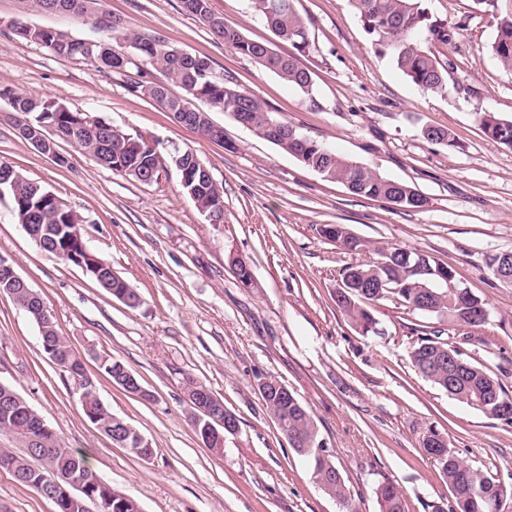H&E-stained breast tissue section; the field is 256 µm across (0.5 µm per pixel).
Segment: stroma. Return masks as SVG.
Here are the masks:
<instances>
[{
    "label": "stroma",
    "instance_id": "obj_1",
    "mask_svg": "<svg viewBox=\"0 0 512 512\" xmlns=\"http://www.w3.org/2000/svg\"><path fill=\"white\" fill-rule=\"evenodd\" d=\"M213 13L250 40L276 41L253 0H210ZM454 31L432 43L451 62L445 90L427 93L371 45L348 0H294L309 30L303 63L314 97L237 53L185 13L179 0H104L134 32L206 56L306 137L405 183L426 197L403 209L354 196L240 125L210 111L224 138H201L153 101L130 94L117 74L56 57L16 37L18 0H0V85L101 117L157 144L194 151L224 189V221L208 223L183 192L175 168L141 183L99 165L75 145L56 149L61 167L22 139L0 100V163L38 180L83 218L88 247L130 283L129 308L77 266L40 249L0 200V256L36 291L61 335L86 357L97 392L153 444L142 460L85 417L63 369L44 353L36 324L0 293V382L11 385L64 443L142 512H339L308 464L270 417L259 391L272 377L308 409L358 512H379L376 489L391 482L404 512L449 506L448 484L422 440L446 436L451 454L512 488V423L480 413L423 378L410 361L422 337L486 364L512 395V286L495 279L489 255L512 251V148L488 138L476 115L512 116V74L489 51L495 34L476 0H425ZM447 129L451 145L427 140ZM343 225L367 247L351 253L321 230ZM415 249L448 266L482 299L483 326L448 323L389 299L369 305L372 331L337 308L342 270L376 247ZM239 255L254 284L227 263ZM122 361L150 390L145 401L101 375L89 352ZM208 387L238 420L222 450L191 423L186 381ZM0 512H54L51 500L0 471Z\"/></svg>",
    "mask_w": 512,
    "mask_h": 512
}]
</instances>
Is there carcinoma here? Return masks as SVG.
<instances>
[{
  "label": "carcinoma",
  "mask_w": 512,
  "mask_h": 512,
  "mask_svg": "<svg viewBox=\"0 0 512 512\" xmlns=\"http://www.w3.org/2000/svg\"><path fill=\"white\" fill-rule=\"evenodd\" d=\"M102 0H19V16L15 19L13 33L20 39L40 46L46 42L54 45L52 54L68 60L79 61L83 57L80 39L72 38L53 29L30 27L26 15L33 12L50 14L65 13L87 16L93 27L107 32H120L122 39L131 44V49L145 60L140 69L113 52V46L97 40L92 66L126 77V89L135 95L146 97L171 112L180 120L185 111L186 98L204 101L213 107H223L233 113L241 112L251 123L249 130L256 136L274 144L297 159L303 166L319 174L324 180L345 185L359 197L379 199L395 203L404 199L399 207L420 209L418 192L409 185L386 178L367 166L355 163L330 151L326 156L320 152V143L302 135L287 120L274 115L250 92L242 89L229 75L214 71L212 61L189 54L183 58L170 55L171 45L158 37L141 36L125 31L121 18L100 10ZM484 12L491 15L495 34L490 43V52L498 64L512 72V0H477ZM186 13L224 44L239 54L253 60L271 71L288 85L308 97L314 95L313 72L305 67L299 55L310 45L306 23L297 16L294 8L267 14L269 0H254V8L265 21L276 38L289 44L294 52L278 53L271 45L252 41L242 32L224 23L215 15L210 0H181ZM351 7L362 22L376 51L388 58L395 68L423 91L437 93L446 88L449 64L441 62L423 44V40L446 44L453 32L443 23L432 19L424 0H349ZM178 85L182 95L169 93L168 83ZM8 101L15 129H43L52 125V138L74 143L91 155L97 163L120 172L136 181L151 172L158 175L162 164L175 167L180 176L183 191L198 211L208 215L217 210L214 178L210 170L197 164L190 150L164 154L152 150L139 136L128 133L108 134L99 126L100 120L91 121L88 115L74 112L65 105L28 97L9 87L0 86V100ZM275 121L280 132L269 130L267 122ZM480 126L492 139L512 148V118L506 119L493 112H482ZM15 184L0 186L10 198L13 212L20 224L30 225L31 238L42 250L73 265L87 261L84 249L86 242L81 231V218L64 205L53 203L56 196L38 182L13 170ZM330 240L340 243L349 252L363 247L357 237L340 224L322 228ZM356 288L336 295V306L351 322L365 332L373 329V318L364 304L392 296L414 310L427 306V312L448 318V322L467 327H478L485 319L477 314L475 304L483 301L475 295L465 296L447 285L453 281L450 268L434 258L399 247L378 251V259L369 263L350 265ZM112 297L129 308L141 304L138 292L123 278L115 276L111 267L100 269V274L88 272ZM8 289L13 300L24 309L36 323L42 346L50 347L56 356V364L64 368L79 394L85 417L107 437L118 429L115 414L98 395L96 384L88 380L85 363L76 356L65 337L58 335L55 322L42 320L40 301L32 295L31 288H23L12 282L10 274L0 269V291ZM99 371L118 384L132 375L126 365L109 355L96 357ZM411 363L425 379L448 392V395L487 416L512 422V415L504 409L512 408V397L503 389L488 367L462 357V353L448 347L439 338L422 337L411 352ZM266 410L277 420L278 428L294 451L309 463L314 479L321 489L342 507V512H357L346 491L340 468L327 454V449H318L322 440L307 410L293 393L282 395L278 381L271 379L260 386ZM41 415L12 386L0 383V432L14 436L22 448H50L46 459L23 453L0 449V459H10L19 473L17 482L32 487L39 484L42 474L52 468L60 474H76L84 470L85 458L68 448L62 438L51 428L45 429ZM210 418L192 416L196 435L209 448H221L219 433L208 424ZM432 431L425 436L423 448L440 465L452 494L449 512H501L507 490L498 482L482 476L450 454L447 448H433ZM126 447L136 449L134 455H151L152 443L142 437L138 429L125 431ZM72 488L64 484L55 489L56 512H77L72 506L68 492ZM108 504V512H138L136 503L125 499L109 484H92L84 492ZM380 512H404L403 494L392 483L376 489Z\"/></svg>",
  "instance_id": "cac0c4a2"
}]
</instances>
